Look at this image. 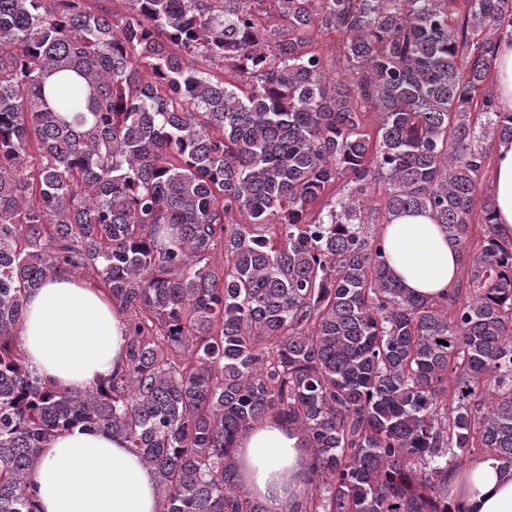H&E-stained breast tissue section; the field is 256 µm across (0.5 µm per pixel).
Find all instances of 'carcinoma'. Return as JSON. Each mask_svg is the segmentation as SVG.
<instances>
[{"instance_id": "cac0c4a2", "label": "carcinoma", "mask_w": 512, "mask_h": 512, "mask_svg": "<svg viewBox=\"0 0 512 512\" xmlns=\"http://www.w3.org/2000/svg\"><path fill=\"white\" fill-rule=\"evenodd\" d=\"M124 2L0 0V512H39V450L77 428L124 440L159 512H461L464 458L512 466V243L480 183L512 0ZM407 212L460 249L441 297L372 229ZM59 272L126 321L91 389L19 341ZM269 417L310 450L278 508L234 461Z\"/></svg>"}]
</instances>
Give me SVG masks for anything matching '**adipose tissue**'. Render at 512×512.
<instances>
[{"label": "adipose tissue", "instance_id": "1", "mask_svg": "<svg viewBox=\"0 0 512 512\" xmlns=\"http://www.w3.org/2000/svg\"><path fill=\"white\" fill-rule=\"evenodd\" d=\"M494 222L512 241V141L499 142L489 171ZM388 262L411 292L437 297L457 281L460 253L425 213H403L382 225ZM122 315L99 288L66 272L30 292L20 339L40 377L86 389L125 359ZM305 436L268 419L239 440L235 463L247 492L276 507L303 487ZM35 494L41 512H157L156 479L122 439L74 429L40 449ZM463 512H512V468L491 456L471 461L451 479Z\"/></svg>", "mask_w": 512, "mask_h": 512}]
</instances>
